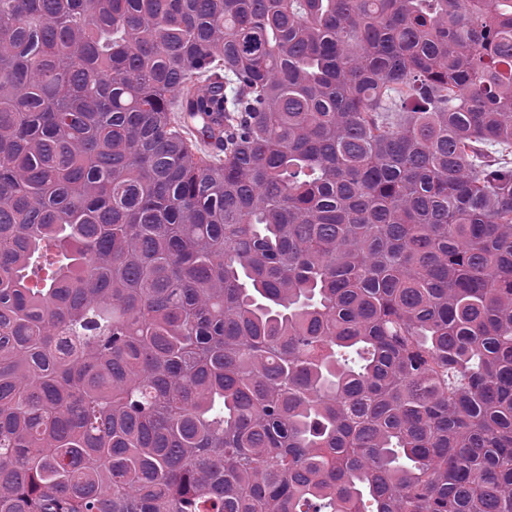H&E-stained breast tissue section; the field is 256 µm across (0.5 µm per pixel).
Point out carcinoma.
Here are the masks:
<instances>
[{"label":"carcinoma","instance_id":"1","mask_svg":"<svg viewBox=\"0 0 512 512\" xmlns=\"http://www.w3.org/2000/svg\"><path fill=\"white\" fill-rule=\"evenodd\" d=\"M0 512H512V0H0Z\"/></svg>","mask_w":512,"mask_h":512}]
</instances>
